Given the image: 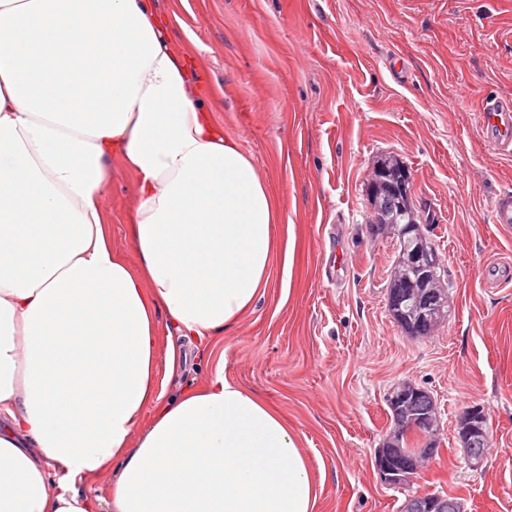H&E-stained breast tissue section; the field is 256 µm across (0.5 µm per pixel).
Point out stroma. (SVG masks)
Instances as JSON below:
<instances>
[{
  "mask_svg": "<svg viewBox=\"0 0 512 512\" xmlns=\"http://www.w3.org/2000/svg\"><path fill=\"white\" fill-rule=\"evenodd\" d=\"M190 81L277 200L279 243L267 288L176 385L216 369L276 407L322 483L316 512H400L408 494L512 512V234L491 220L512 194V155L481 126L484 98L512 100V0H154ZM408 168L424 232L452 301L427 337L387 308L397 252L373 230L368 187L386 155ZM102 207L129 266L134 175L112 159ZM401 381L435 398L437 456L409 488L386 484L374 450L386 396ZM481 407L491 437L472 465L456 434Z\"/></svg>",
  "mask_w": 512,
  "mask_h": 512,
  "instance_id": "stroma-1",
  "label": "stroma"
}]
</instances>
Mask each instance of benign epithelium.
I'll return each mask as SVG.
<instances>
[{"label": "benign epithelium", "instance_id": "1", "mask_svg": "<svg viewBox=\"0 0 512 512\" xmlns=\"http://www.w3.org/2000/svg\"><path fill=\"white\" fill-rule=\"evenodd\" d=\"M392 238L405 241L407 259L416 270L414 277L396 271L388 295V311L392 317L416 322L433 332L448 316L450 300L443 287L441 259L435 244L414 224L399 231L386 224ZM390 427L379 448L374 464L383 481L391 486H408L424 466L434 458L438 448L435 437L440 429L436 402L430 392L410 381L392 387L387 396ZM457 436L472 460L480 461L485 449L479 444L489 440V426L478 407L466 410L457 422ZM418 432L424 442L417 448L407 446L410 433ZM403 512H466L462 502L440 495L421 493L409 497Z\"/></svg>", "mask_w": 512, "mask_h": 512}]
</instances>
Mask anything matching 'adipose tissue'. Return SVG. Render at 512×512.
Listing matches in <instances>:
<instances>
[{
    "instance_id": "obj_1",
    "label": "adipose tissue",
    "mask_w": 512,
    "mask_h": 512,
    "mask_svg": "<svg viewBox=\"0 0 512 512\" xmlns=\"http://www.w3.org/2000/svg\"><path fill=\"white\" fill-rule=\"evenodd\" d=\"M168 29L153 0H0V512L316 510L277 409L220 371L157 381L161 329L216 340L254 306L279 214ZM115 157L135 270L102 208Z\"/></svg>"
}]
</instances>
